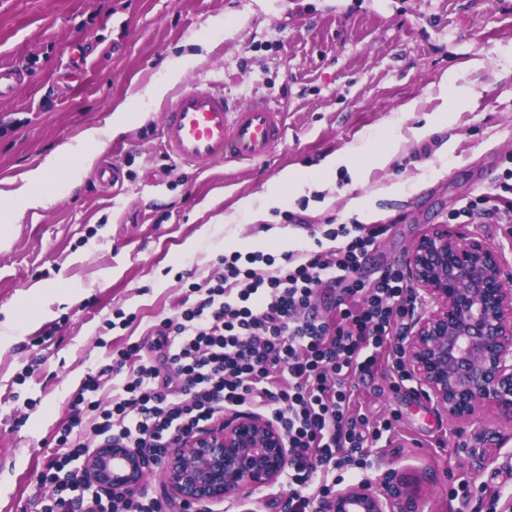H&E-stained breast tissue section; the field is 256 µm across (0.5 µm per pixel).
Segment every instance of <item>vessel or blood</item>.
<instances>
[{
    "mask_svg": "<svg viewBox=\"0 0 512 512\" xmlns=\"http://www.w3.org/2000/svg\"><path fill=\"white\" fill-rule=\"evenodd\" d=\"M160 134L169 158L198 172L260 162L285 142L284 110L264 96L241 106L211 88L183 89L166 104Z\"/></svg>",
    "mask_w": 512,
    "mask_h": 512,
    "instance_id": "obj_1",
    "label": "vessel or blood"
}]
</instances>
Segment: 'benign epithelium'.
<instances>
[{
	"instance_id": "7a95c632",
	"label": "benign epithelium",
	"mask_w": 512,
	"mask_h": 512,
	"mask_svg": "<svg viewBox=\"0 0 512 512\" xmlns=\"http://www.w3.org/2000/svg\"><path fill=\"white\" fill-rule=\"evenodd\" d=\"M423 310L400 338L403 358L423 394L461 428L492 409L512 424V278L504 253L450 224H436L406 259ZM288 436L256 413H234L181 439L160 476L183 502L219 504L276 483L290 463ZM145 455L103 444L83 477L127 496L150 471ZM421 491L392 470L315 503L314 512H422Z\"/></svg>"
}]
</instances>
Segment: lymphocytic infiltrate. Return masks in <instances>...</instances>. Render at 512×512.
Returning a JSON list of instances; mask_svg holds the SVG:
<instances>
[{"mask_svg": "<svg viewBox=\"0 0 512 512\" xmlns=\"http://www.w3.org/2000/svg\"><path fill=\"white\" fill-rule=\"evenodd\" d=\"M497 188L466 201L450 221L491 216L511 224L512 169ZM388 230L340 224L298 255L221 256L209 277L191 284L179 314L158 325L162 364L142 356L139 343L126 344L112 355L110 372L121 382L109 403L97 397L98 373L73 394L41 474L55 484L44 512H165L149 489L116 501L71 467L106 442L161 461L183 436L228 410L264 409L287 433L288 512H313L336 485L362 479L369 449L388 438L393 422L370 421L357 409L353 382L373 375L387 351L398 382L409 379L397 341L416 308L408 279L393 265L372 278L362 274ZM324 286L341 291L330 318L315 306Z\"/></svg>", "mask_w": 512, "mask_h": 512, "instance_id": "f902f5d3", "label": "lymphocytic infiltrate"}]
</instances>
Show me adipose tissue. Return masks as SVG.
Wrapping results in <instances>:
<instances>
[{
    "label": "adipose tissue",
    "instance_id": "obj_1",
    "mask_svg": "<svg viewBox=\"0 0 512 512\" xmlns=\"http://www.w3.org/2000/svg\"><path fill=\"white\" fill-rule=\"evenodd\" d=\"M121 128L120 121L115 120L103 127L86 129L78 142L60 143L42 164L27 172L20 186L0 193V222L12 223L20 210L50 205L54 200L49 191L50 177L67 176L73 168H92L98 146L104 140L112 138ZM386 157V152L382 150L369 153L364 148L350 146L340 154L327 157L315 171L284 170L274 178L271 195L277 198L302 186L323 181L342 165L359 170L365 167L367 161L379 162Z\"/></svg>",
    "mask_w": 512,
    "mask_h": 512
}]
</instances>
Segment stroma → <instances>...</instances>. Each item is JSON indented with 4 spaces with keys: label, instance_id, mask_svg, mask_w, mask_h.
I'll list each match as a JSON object with an SVG mask.
<instances>
[{
    "label": "stroma",
    "instance_id": "1",
    "mask_svg": "<svg viewBox=\"0 0 512 512\" xmlns=\"http://www.w3.org/2000/svg\"><path fill=\"white\" fill-rule=\"evenodd\" d=\"M223 18L225 28L212 27ZM199 54L181 72L169 59ZM512 0H0V66L27 82L0 99V189H11L54 148L106 125L128 103L124 129L98 149L119 167V192L95 170L51 181L54 200L1 224L0 321L27 318L0 346V512H39L53 492L38 476L52 437L87 373L112 363L126 340L156 356L154 325L174 317L190 283L202 282L224 254L248 252L285 230L296 250L311 247L306 225L358 223L351 198L365 197L370 223L388 225L365 274L405 265L412 244L455 208L493 192L512 169ZM482 67H470L472 59ZM476 103L443 101L446 71ZM172 90L212 87L247 102L265 95L286 110L285 144L268 161L220 163L209 172L169 164L159 125L164 101L145 97L153 81ZM414 102L411 112L401 106ZM444 124L417 138L427 115ZM395 150L365 167L269 202L260 213L238 203L264 192L283 169H317L350 143ZM305 227L294 225V218ZM195 252H186L190 241ZM68 284L59 299L54 288ZM47 293L25 301L33 284ZM56 328L47 342L44 329ZM393 370L358 384L355 401L371 418H393L387 443L370 451L371 479L396 469L413 477L424 512H512V427L485 410L481 427L452 426L417 382L393 388ZM470 496L453 497L458 480ZM278 480L251 496L232 495L211 512H283Z\"/></svg>",
    "mask_w": 512,
    "mask_h": 512
}]
</instances>
